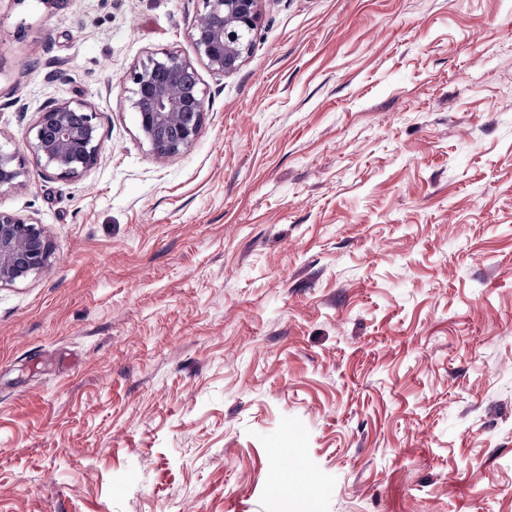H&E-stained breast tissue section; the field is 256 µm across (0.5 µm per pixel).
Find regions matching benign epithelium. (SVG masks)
<instances>
[{
  "label": "benign epithelium",
  "mask_w": 512,
  "mask_h": 512,
  "mask_svg": "<svg viewBox=\"0 0 512 512\" xmlns=\"http://www.w3.org/2000/svg\"><path fill=\"white\" fill-rule=\"evenodd\" d=\"M258 0H203L191 39L198 56L217 74L236 69L252 31ZM193 66L174 52L152 54L130 73L132 107L142 137L160 163L187 151L197 139L205 93L188 89L185 73ZM96 113L82 101L63 102L40 113L32 127V148L44 170L76 177L94 166L101 150ZM23 159L0 148V190L22 183ZM53 243L34 219L0 210V286L49 268Z\"/></svg>",
  "instance_id": "7a95c632"
}]
</instances>
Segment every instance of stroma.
Masks as SVG:
<instances>
[{"label": "stroma", "instance_id": "obj_1", "mask_svg": "<svg viewBox=\"0 0 512 512\" xmlns=\"http://www.w3.org/2000/svg\"><path fill=\"white\" fill-rule=\"evenodd\" d=\"M202 8L0 0V210L58 257L0 286V512H512V0H261L224 76ZM165 51L205 112L160 164ZM77 100L64 179L31 128ZM152 54L136 65L130 73L132 107L138 114V127L142 137L160 163L187 151L197 139L203 111L205 93L196 81L189 90L185 73L193 66L174 52ZM166 72L159 80L157 74ZM80 115L81 123L74 122ZM92 112L82 101L46 108L32 127V148L44 170L60 177H76L94 166L101 137ZM26 168L23 159L18 155L0 149V191L11 189L22 183Z\"/></svg>", "mask_w": 512, "mask_h": 512}]
</instances>
